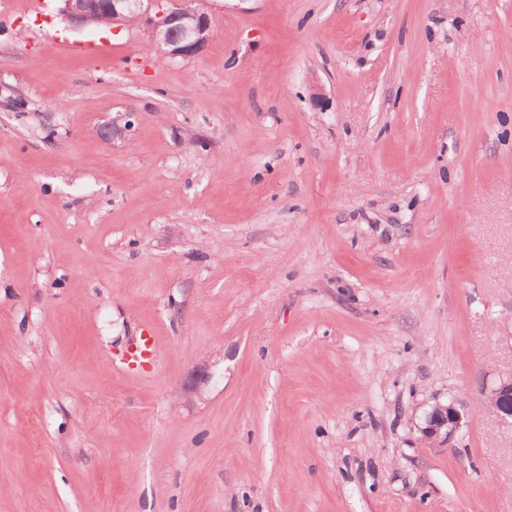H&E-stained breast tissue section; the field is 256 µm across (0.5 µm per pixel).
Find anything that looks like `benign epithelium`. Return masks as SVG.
Segmentation results:
<instances>
[{
	"label": "benign epithelium",
	"mask_w": 512,
	"mask_h": 512,
	"mask_svg": "<svg viewBox=\"0 0 512 512\" xmlns=\"http://www.w3.org/2000/svg\"><path fill=\"white\" fill-rule=\"evenodd\" d=\"M60 15L75 29L110 26L121 30L131 23L144 24L146 33L161 55L192 58L201 53L212 38L209 17L204 12L163 0H62ZM128 126V114H119L101 131L113 139ZM488 403L497 417L512 425V378L500 380L488 391ZM462 414L458 403H436L418 425L421 437L433 445L446 446L459 431Z\"/></svg>",
	"instance_id": "1"
}]
</instances>
